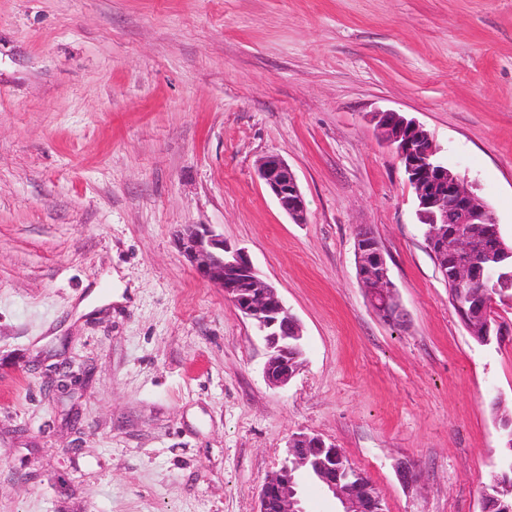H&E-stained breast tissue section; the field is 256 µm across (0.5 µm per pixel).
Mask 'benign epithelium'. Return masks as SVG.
Returning <instances> with one entry per match:
<instances>
[{
	"instance_id": "obj_1",
	"label": "benign epithelium",
	"mask_w": 512,
	"mask_h": 512,
	"mask_svg": "<svg viewBox=\"0 0 512 512\" xmlns=\"http://www.w3.org/2000/svg\"><path fill=\"white\" fill-rule=\"evenodd\" d=\"M379 137L390 146L404 167L418 202L417 216L427 225L426 241L445 282L455 288L452 303L464 308L467 292L479 290L481 303L472 314L483 323L482 336H507L512 325L490 313L495 295L512 302V250L497 238L489 246L470 229L486 225L485 235L498 234L494 217L480 197L460 175L444 167L430 133L420 124L395 111L373 116ZM257 175L294 224L307 223L306 203L297 178L285 160L267 155L257 166ZM180 247L198 276L224 292L239 311L251 320L268 348L264 373L273 387H282L303 365L301 326L290 313L278 289L255 268L248 255L232 249L224 238L205 224H190L180 238ZM357 275L373 309L390 324L405 322L404 309L391 279L384 252L373 234L359 231L355 241ZM317 471L323 487L336 498L341 512H385L374 494L355 489L360 472L336 467V446L317 436L298 435L289 443L287 456L268 475L260 490L259 512H305L300 498L299 474Z\"/></svg>"
}]
</instances>
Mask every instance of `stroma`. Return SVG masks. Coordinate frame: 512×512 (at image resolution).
<instances>
[{"label":"stroma","mask_w":512,"mask_h":512,"mask_svg":"<svg viewBox=\"0 0 512 512\" xmlns=\"http://www.w3.org/2000/svg\"><path fill=\"white\" fill-rule=\"evenodd\" d=\"M390 110L512 243V0H0V512H257L299 434L386 512H482L512 335L465 330L368 120ZM270 154L307 223L258 180ZM191 224L299 320L288 385L179 249ZM363 227L403 325L359 284ZM66 359L88 375L62 394ZM257 175L292 223H307L306 203L290 166L278 155H267L257 166Z\"/></svg>","instance_id":"35a3bbf8"}]
</instances>
